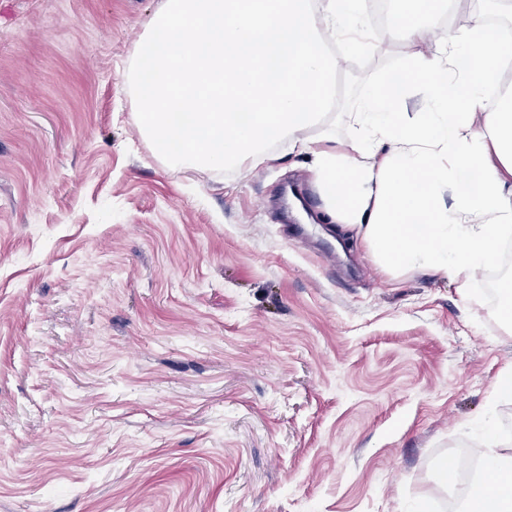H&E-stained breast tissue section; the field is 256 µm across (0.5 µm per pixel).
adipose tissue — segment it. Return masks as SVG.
I'll return each instance as SVG.
<instances>
[{
    "instance_id": "1",
    "label": "adipose tissue",
    "mask_w": 512,
    "mask_h": 512,
    "mask_svg": "<svg viewBox=\"0 0 512 512\" xmlns=\"http://www.w3.org/2000/svg\"><path fill=\"white\" fill-rule=\"evenodd\" d=\"M439 2L408 0L390 18L415 72L374 83L339 140L329 44L365 46L364 0H162L129 73L142 131L178 169L256 167L287 143L309 158L326 215L384 270H422L473 298L512 239V83L500 81L512 44L477 19L422 52L431 27L417 16ZM474 449L493 479L473 485L463 512H512V450L486 429Z\"/></svg>"
}]
</instances>
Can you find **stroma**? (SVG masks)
<instances>
[{
    "label": "stroma",
    "instance_id": "35a3bbf8",
    "mask_svg": "<svg viewBox=\"0 0 512 512\" xmlns=\"http://www.w3.org/2000/svg\"><path fill=\"white\" fill-rule=\"evenodd\" d=\"M161 0H0V512H460L512 326L325 220L306 157L175 170L128 77ZM512 16L457 0L445 27ZM344 137L413 51L367 28Z\"/></svg>",
    "mask_w": 512,
    "mask_h": 512
}]
</instances>
